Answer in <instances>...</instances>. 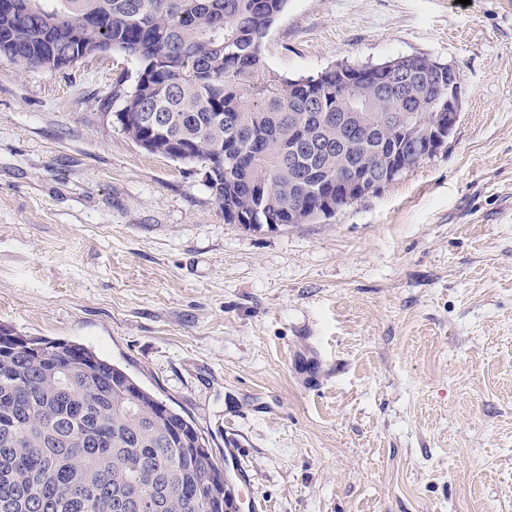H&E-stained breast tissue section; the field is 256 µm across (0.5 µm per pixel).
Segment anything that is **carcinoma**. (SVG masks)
<instances>
[{
	"label": "carcinoma",
	"instance_id": "carcinoma-1",
	"mask_svg": "<svg viewBox=\"0 0 512 512\" xmlns=\"http://www.w3.org/2000/svg\"><path fill=\"white\" fill-rule=\"evenodd\" d=\"M0 10V57L31 68L50 50H89L137 63L134 87L112 99L126 136L160 122L152 153L196 163L229 224L320 218L319 196L393 146L384 129L406 112L422 127L448 111V73L425 55L340 63L290 79L269 69L263 40L287 0H27ZM347 124L367 122L365 139ZM311 143L292 152L294 125ZM232 496L224 468L193 421L120 366L75 343L0 326V512H212Z\"/></svg>",
	"mask_w": 512,
	"mask_h": 512
}]
</instances>
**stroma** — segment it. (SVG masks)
<instances>
[{"label":"stroma","mask_w":512,"mask_h":512,"mask_svg":"<svg viewBox=\"0 0 512 512\" xmlns=\"http://www.w3.org/2000/svg\"><path fill=\"white\" fill-rule=\"evenodd\" d=\"M263 52L453 64L460 121L378 194L254 231L113 120L135 62L0 60V325L187 415L240 512H512V0H288Z\"/></svg>","instance_id":"35a3bbf8"}]
</instances>
